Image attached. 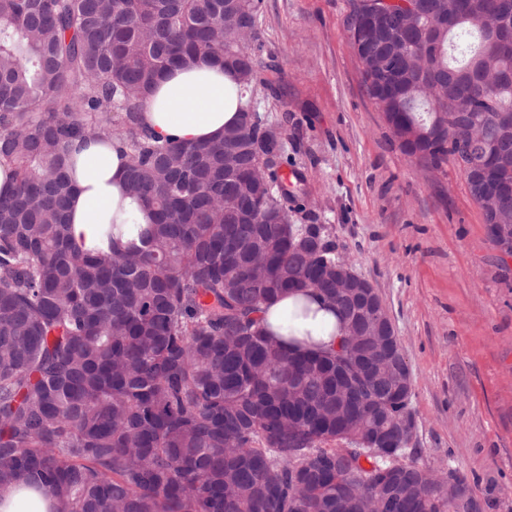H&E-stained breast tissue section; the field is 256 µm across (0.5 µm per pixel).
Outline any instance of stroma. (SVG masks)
<instances>
[{"instance_id": "35a3bbf8", "label": "stroma", "mask_w": 512, "mask_h": 512, "mask_svg": "<svg viewBox=\"0 0 512 512\" xmlns=\"http://www.w3.org/2000/svg\"><path fill=\"white\" fill-rule=\"evenodd\" d=\"M346 3L262 0V82L245 97L285 130L308 212L386 305L411 373V459L512 512V284L460 172L404 154L368 98Z\"/></svg>"}]
</instances>
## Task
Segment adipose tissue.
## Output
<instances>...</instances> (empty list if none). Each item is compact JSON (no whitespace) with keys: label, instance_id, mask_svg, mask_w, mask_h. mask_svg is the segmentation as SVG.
Masks as SVG:
<instances>
[{"label":"adipose tissue","instance_id":"adipose-tissue-1","mask_svg":"<svg viewBox=\"0 0 512 512\" xmlns=\"http://www.w3.org/2000/svg\"><path fill=\"white\" fill-rule=\"evenodd\" d=\"M244 104L233 73L207 60L169 71L144 102L140 125L161 141L202 143L237 124ZM128 147L109 136L75 142L67 173L72 186L69 223L76 241L106 248V224L153 223L152 211L126 190ZM270 335L297 351L336 350L345 327L313 290L289 292L263 312Z\"/></svg>","mask_w":512,"mask_h":512}]
</instances>
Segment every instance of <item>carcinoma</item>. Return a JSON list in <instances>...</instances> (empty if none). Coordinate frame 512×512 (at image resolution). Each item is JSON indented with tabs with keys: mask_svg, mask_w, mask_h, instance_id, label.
<instances>
[{
	"mask_svg": "<svg viewBox=\"0 0 512 512\" xmlns=\"http://www.w3.org/2000/svg\"><path fill=\"white\" fill-rule=\"evenodd\" d=\"M370 0H348L347 33ZM396 0L408 42L381 70L356 56L370 99L397 128L437 137L400 148L440 167L508 151L512 42L482 20L512 0ZM260 0H0V161L17 187L0 198V490L28 489L49 512H448V489L413 461L362 456L350 434L402 442L394 393L406 379L372 333L387 317L351 318L326 275L336 247L324 224H296L281 128L246 103L224 137L161 142L139 112L166 73L199 58L239 86L258 77ZM499 78L494 87L484 74ZM484 124L440 129L448 112ZM121 114V125L113 113ZM117 136L131 152L129 192L156 222L140 243L106 236L96 254L70 232L65 161L76 137ZM512 185V154L495 158ZM312 289L355 343L292 352L262 307Z\"/></svg>",
	"mask_w": 512,
	"mask_h": 512,
	"instance_id": "1",
	"label": "carcinoma"
}]
</instances>
